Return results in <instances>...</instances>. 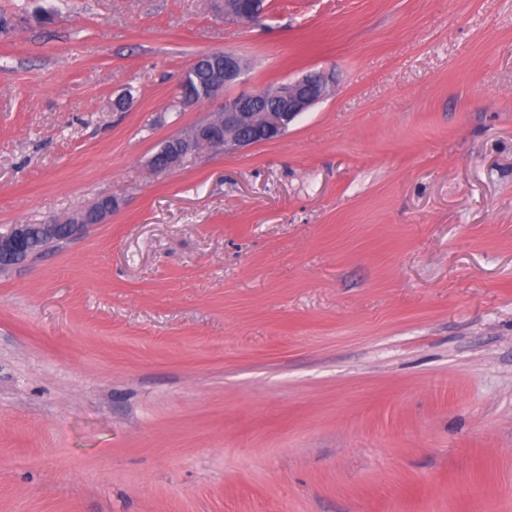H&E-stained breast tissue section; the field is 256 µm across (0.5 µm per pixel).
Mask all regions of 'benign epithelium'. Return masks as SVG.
<instances>
[{
	"instance_id": "7a95c632",
	"label": "benign epithelium",
	"mask_w": 512,
	"mask_h": 512,
	"mask_svg": "<svg viewBox=\"0 0 512 512\" xmlns=\"http://www.w3.org/2000/svg\"><path fill=\"white\" fill-rule=\"evenodd\" d=\"M266 0H224V15L239 22H253L268 10ZM199 59L218 63L207 98L224 96L221 111L213 119L167 141L152 157L156 170H174L183 158L201 148L238 150L284 135L304 112L326 99L333 81L321 71H313L294 81H284L267 89L234 88L244 83L247 66L241 56L226 51L220 56L207 53ZM116 202L110 200L89 209H80L64 218L50 217L41 224L43 236L71 239L92 224H104ZM33 258L29 250L26 224L0 225V267H14Z\"/></svg>"
}]
</instances>
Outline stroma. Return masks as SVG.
I'll return each mask as SVG.
<instances>
[{
	"mask_svg": "<svg viewBox=\"0 0 512 512\" xmlns=\"http://www.w3.org/2000/svg\"><path fill=\"white\" fill-rule=\"evenodd\" d=\"M0 14V225L119 201L0 273V512H512V0ZM224 50L335 91L153 169ZM265 0H224V15L239 22H253L268 10Z\"/></svg>",
	"mask_w": 512,
	"mask_h": 512,
	"instance_id": "stroma-1",
	"label": "stroma"
}]
</instances>
